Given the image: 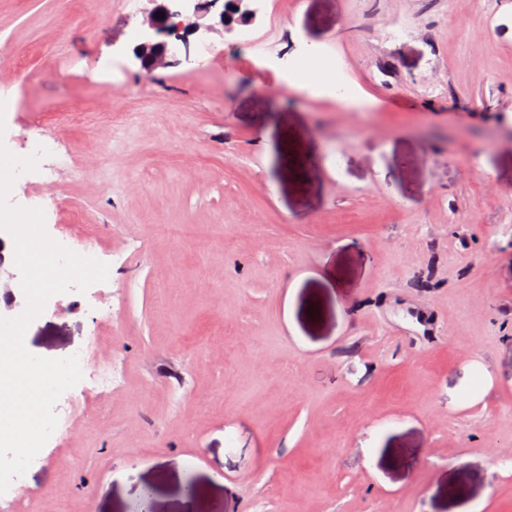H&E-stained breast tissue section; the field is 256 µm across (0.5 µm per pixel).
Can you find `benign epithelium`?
<instances>
[{
    "label": "benign epithelium",
    "mask_w": 512,
    "mask_h": 512,
    "mask_svg": "<svg viewBox=\"0 0 512 512\" xmlns=\"http://www.w3.org/2000/svg\"><path fill=\"white\" fill-rule=\"evenodd\" d=\"M220 0H161L151 14L143 22L147 31L143 32V41L135 48V56L140 60L143 68L152 71L160 65L168 63L170 49L167 42H155L150 32L165 33L169 36L177 35L182 42L185 56H190V36L200 32L207 33L212 26L201 23L203 19ZM244 0H232V5L223 6L219 13L220 23H225L230 16L240 13L239 22L251 21L253 12L249 9H241ZM236 10H231V7ZM165 13L164 18L159 19L156 13Z\"/></svg>",
    "instance_id": "obj_1"
}]
</instances>
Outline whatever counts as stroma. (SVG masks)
<instances>
[{"instance_id":"35a3bbf8","label":"stroma","mask_w":512,"mask_h":512,"mask_svg":"<svg viewBox=\"0 0 512 512\" xmlns=\"http://www.w3.org/2000/svg\"><path fill=\"white\" fill-rule=\"evenodd\" d=\"M139 2L0 0V140L115 144L12 187L48 234L105 225L112 267V322L75 293L25 346L124 344L22 512H512V0H260L192 74L141 67ZM313 47L366 108L291 81Z\"/></svg>"}]
</instances>
